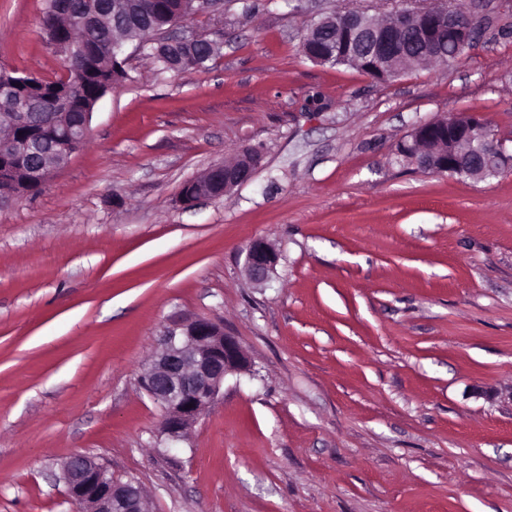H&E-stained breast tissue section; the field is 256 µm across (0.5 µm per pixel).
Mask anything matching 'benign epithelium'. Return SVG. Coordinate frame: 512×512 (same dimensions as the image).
I'll return each mask as SVG.
<instances>
[{"mask_svg": "<svg viewBox=\"0 0 512 512\" xmlns=\"http://www.w3.org/2000/svg\"><path fill=\"white\" fill-rule=\"evenodd\" d=\"M336 32L340 57L382 77L389 64L408 54L403 35L409 33L420 50L433 58L450 42L475 43L481 26L470 12L458 17L440 10L427 13L416 5L394 11L389 23L377 25L361 11L340 12L314 23L308 39L315 41L326 31ZM0 88L23 104L0 120V132L10 135L12 159L21 165L25 183L43 187L52 169L43 163L28 165V159L43 150L44 137L37 133L17 136L30 126L32 103L24 85L0 73ZM91 113H84L78 129H67L57 140L53 156L71 155L89 136ZM404 147L418 165L431 173L487 174L512 170V151L492 137L481 114L452 115L417 125ZM260 162L256 151L247 150L233 162L211 167L205 177L185 182L181 202L193 206L204 199L219 198L250 182ZM278 261L277 253L262 238L247 248L246 264L253 281L268 280ZM248 368V360L236 340L224 334V325L206 319L191 321L180 330H169L163 349L140 378V385L161 409L160 433L170 443L184 437L213 404L224 378ZM62 480L70 501L79 512H144L137 481L113 473L107 466L84 455L70 457L62 467Z\"/></svg>", "mask_w": 512, "mask_h": 512, "instance_id": "obj_1", "label": "benign epithelium"}]
</instances>
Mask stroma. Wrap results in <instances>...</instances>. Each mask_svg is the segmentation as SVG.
<instances>
[{
    "label": "stroma",
    "mask_w": 512,
    "mask_h": 512,
    "mask_svg": "<svg viewBox=\"0 0 512 512\" xmlns=\"http://www.w3.org/2000/svg\"><path fill=\"white\" fill-rule=\"evenodd\" d=\"M467 56L391 82L305 59L308 27L400 0H217L192 73L127 78L36 194L0 207V512H77V454L148 512H512V174L423 171L399 142L481 113L512 146V0ZM47 0H0V67L52 78ZM261 150L191 208L183 184ZM279 259L268 281L249 243ZM223 323L251 362L167 449L138 384L167 330ZM277 261V253L263 238H256L250 242L246 253V264L253 281L258 283L267 281Z\"/></svg>",
    "instance_id": "obj_1"
}]
</instances>
